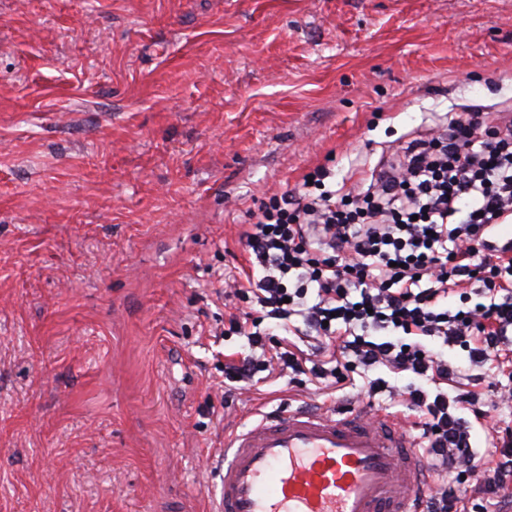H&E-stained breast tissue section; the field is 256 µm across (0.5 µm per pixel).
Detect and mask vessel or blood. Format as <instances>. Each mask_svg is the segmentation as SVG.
<instances>
[{"label":"vessel or blood","instance_id":"obj_1","mask_svg":"<svg viewBox=\"0 0 512 512\" xmlns=\"http://www.w3.org/2000/svg\"><path fill=\"white\" fill-rule=\"evenodd\" d=\"M425 474L389 416L282 410L226 440L211 512H419Z\"/></svg>","mask_w":512,"mask_h":512}]
</instances>
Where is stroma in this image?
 Listing matches in <instances>:
<instances>
[{
	"instance_id": "stroma-1",
	"label": "stroma",
	"mask_w": 512,
	"mask_h": 512,
	"mask_svg": "<svg viewBox=\"0 0 512 512\" xmlns=\"http://www.w3.org/2000/svg\"><path fill=\"white\" fill-rule=\"evenodd\" d=\"M463 105L512 106V0H0V512H210L265 415L417 421L383 368L225 394L224 278L262 199Z\"/></svg>"
}]
</instances>
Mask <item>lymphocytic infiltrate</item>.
Masks as SVG:
<instances>
[{
	"label": "lymphocytic infiltrate",
	"mask_w": 512,
	"mask_h": 512,
	"mask_svg": "<svg viewBox=\"0 0 512 512\" xmlns=\"http://www.w3.org/2000/svg\"><path fill=\"white\" fill-rule=\"evenodd\" d=\"M308 177L319 195L270 198L240 236L250 269L225 278L224 293L248 309L230 314L224 333L259 347L272 320L286 337L270 356L230 359L227 380L284 367L325 379L353 362L423 378L436 395L413 384L405 392L425 466L450 475L424 512H466L475 500L507 512L512 427L491 428V451L480 454L448 408L471 406L481 422L487 409L512 407V387L481 398L443 351L459 346L471 363L512 368V238L492 242L512 222V118L471 107L449 114L394 151L364 188L324 189L321 168ZM301 336L317 337L315 354L299 348ZM448 382L455 396L442 392Z\"/></svg>",
	"instance_id": "1"
}]
</instances>
